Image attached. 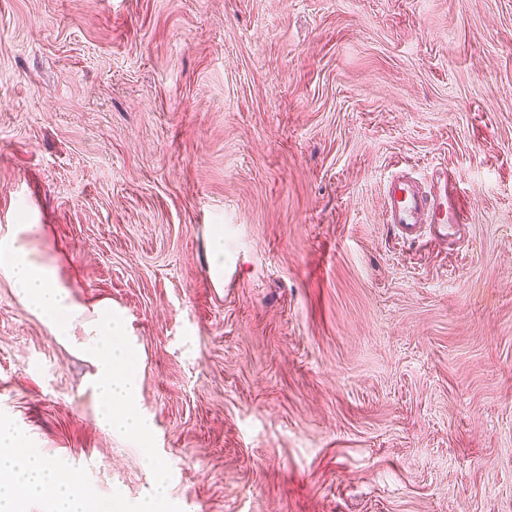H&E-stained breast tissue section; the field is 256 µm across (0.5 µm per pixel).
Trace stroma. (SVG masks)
<instances>
[{
	"label": "stroma",
	"instance_id": "35a3bbf8",
	"mask_svg": "<svg viewBox=\"0 0 512 512\" xmlns=\"http://www.w3.org/2000/svg\"><path fill=\"white\" fill-rule=\"evenodd\" d=\"M11 224L135 350L145 445L0 277V419L102 501L151 456L163 512H512V0H0ZM386 224L404 242L430 234L436 243L453 242L465 223V205L444 171L429 189L405 174L391 176L384 186Z\"/></svg>",
	"mask_w": 512,
	"mask_h": 512
}]
</instances>
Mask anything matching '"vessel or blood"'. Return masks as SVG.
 <instances>
[{"label": "vessel or blood", "instance_id": "1", "mask_svg": "<svg viewBox=\"0 0 512 512\" xmlns=\"http://www.w3.org/2000/svg\"><path fill=\"white\" fill-rule=\"evenodd\" d=\"M383 205L387 224L405 242L426 234L437 243L452 241L465 222V205L443 171L429 188L404 174L391 176L384 186Z\"/></svg>", "mask_w": 512, "mask_h": 512}]
</instances>
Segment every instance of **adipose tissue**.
<instances>
[{
	"instance_id": "adipose-tissue-1",
	"label": "adipose tissue",
	"mask_w": 512,
	"mask_h": 512,
	"mask_svg": "<svg viewBox=\"0 0 512 512\" xmlns=\"http://www.w3.org/2000/svg\"><path fill=\"white\" fill-rule=\"evenodd\" d=\"M33 230L30 224H13L0 237V276L58 341H79L81 351L94 363L87 386L98 424L148 442L152 424L138 408L135 355L120 320L106 309L93 317L86 314L54 267L39 257L32 244ZM167 501V477L160 472L136 508H128L119 498L103 502L62 476L60 465L28 448L21 430L0 423V512H28L34 502L40 503L42 512H159Z\"/></svg>"
}]
</instances>
